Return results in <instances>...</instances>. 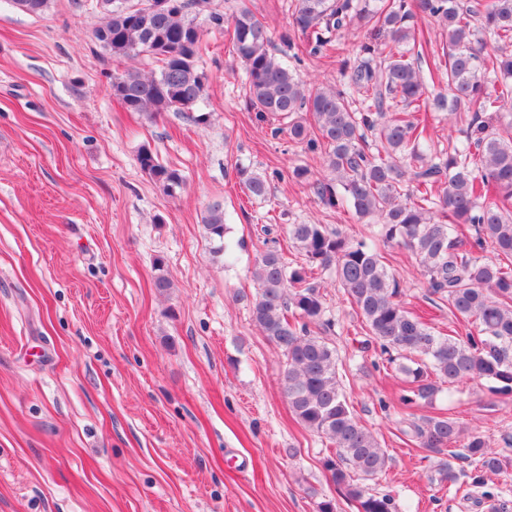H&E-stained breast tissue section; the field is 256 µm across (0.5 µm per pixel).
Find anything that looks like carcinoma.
<instances>
[{
	"label": "carcinoma",
	"mask_w": 512,
	"mask_h": 512,
	"mask_svg": "<svg viewBox=\"0 0 512 512\" xmlns=\"http://www.w3.org/2000/svg\"><path fill=\"white\" fill-rule=\"evenodd\" d=\"M95 2L105 14L94 32L102 48L127 60L148 56L158 66L150 74L128 68L112 75V96L127 111L154 119L188 112L204 99L196 62L205 45L188 12L209 0H172L163 13L151 9V0ZM421 17L448 32L447 58L427 64V78L419 66L428 42ZM209 20L229 32L259 118L288 120L289 139L323 156L328 174L315 177L297 166L293 178L309 183L326 208L345 205L361 219H377L382 239L419 262L430 293L475 327L464 337L455 329L434 331L404 306L400 281L376 248L326 224L287 225L306 264H287L275 245L256 259L252 321L285 357L281 383L296 420L334 445L323 466L357 512H395L392 497L366 485L386 470L388 455L343 392L328 336L333 323L324 318L314 276L335 275L362 315L369 342L411 378L398 398L403 409L431 405L440 382L451 388L485 379L497 384L496 392L512 394V134L485 120L512 102V0H293L291 32L282 40L290 49L301 42L296 61L326 56L341 33L364 29L356 57L343 62V80L334 87L299 81L270 50V31L246 5L229 15L211 12ZM430 82L448 92L428 94ZM430 112L448 113L459 127L463 140L452 150L436 148ZM138 163L166 194L182 185L179 172L151 151H141ZM237 173L249 197L268 195V176L245 166ZM204 227L217 251L229 249L220 206L207 211ZM487 247L491 259L480 256ZM403 423L419 447L446 450L479 472L502 473L512 465V436L492 448L479 433L464 434L446 413Z\"/></svg>",
	"instance_id": "1"
}]
</instances>
